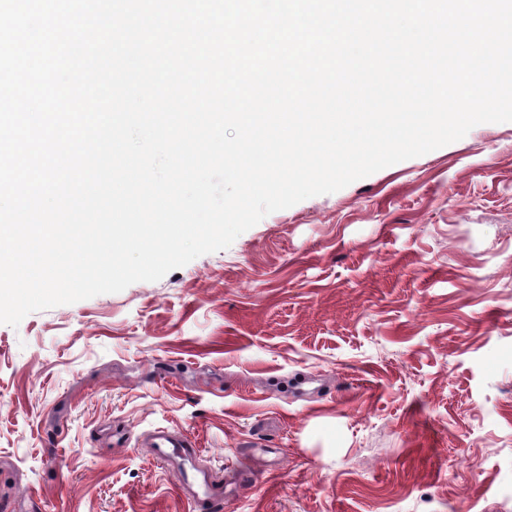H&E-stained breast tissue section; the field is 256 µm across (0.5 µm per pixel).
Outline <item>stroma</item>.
Masks as SVG:
<instances>
[{
    "mask_svg": "<svg viewBox=\"0 0 512 512\" xmlns=\"http://www.w3.org/2000/svg\"><path fill=\"white\" fill-rule=\"evenodd\" d=\"M512 512V122L0 324V512ZM152 447L158 458L168 465H185L192 444L184 437L169 430L155 431L151 436ZM191 477L187 475L186 485L183 487L188 499L192 500L194 508L198 503H210V510L213 512L223 509L224 494L221 495L220 488L215 484L213 476L205 470L193 469ZM197 487V490L194 488Z\"/></svg>",
    "mask_w": 512,
    "mask_h": 512,
    "instance_id": "obj_1",
    "label": "stroma"
}]
</instances>
